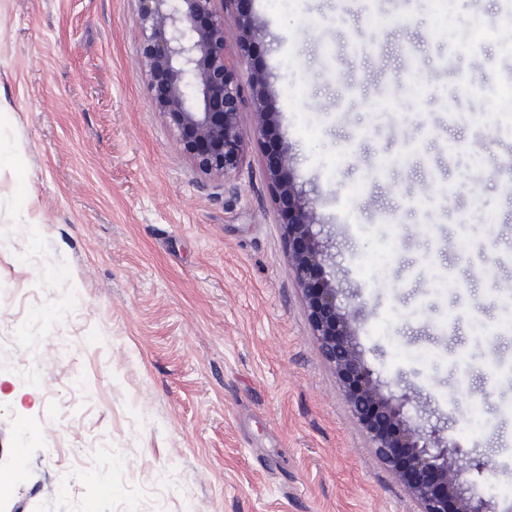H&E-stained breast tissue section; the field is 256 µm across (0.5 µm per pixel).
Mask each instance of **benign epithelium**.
<instances>
[{"instance_id":"1","label":"benign epithelium","mask_w":512,"mask_h":512,"mask_svg":"<svg viewBox=\"0 0 512 512\" xmlns=\"http://www.w3.org/2000/svg\"><path fill=\"white\" fill-rule=\"evenodd\" d=\"M252 0H135L140 58L155 109L174 129L176 145L205 175L233 181L243 167L247 141H265L276 125L268 77L251 70L252 125L241 121L240 80L262 32ZM238 19L236 46L227 41L224 7ZM289 148L266 158L267 188L281 217L288 264L305 302L312 336L333 369L353 420L376 458L402 483L418 512H491L471 486L469 451L434 426L410 421L412 398L374 376L360 349L357 311L342 303L343 290L327 278L328 253L314 232L312 202L290 176Z\"/></svg>"}]
</instances>
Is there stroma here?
<instances>
[{
	"instance_id": "stroma-1",
	"label": "stroma",
	"mask_w": 512,
	"mask_h": 512,
	"mask_svg": "<svg viewBox=\"0 0 512 512\" xmlns=\"http://www.w3.org/2000/svg\"><path fill=\"white\" fill-rule=\"evenodd\" d=\"M253 0L292 175L364 358L484 460L512 512V98L500 0ZM385 41L351 56L348 30ZM419 46L417 84L400 47ZM463 48L458 57L449 46ZM484 90L464 99L459 70ZM365 100L337 107L345 80ZM253 142L236 191L181 154L148 94L134 0H0V512H417L311 334ZM386 159L389 177L370 182ZM444 184L446 207L433 197ZM414 197L418 206L402 205Z\"/></svg>"
}]
</instances>
